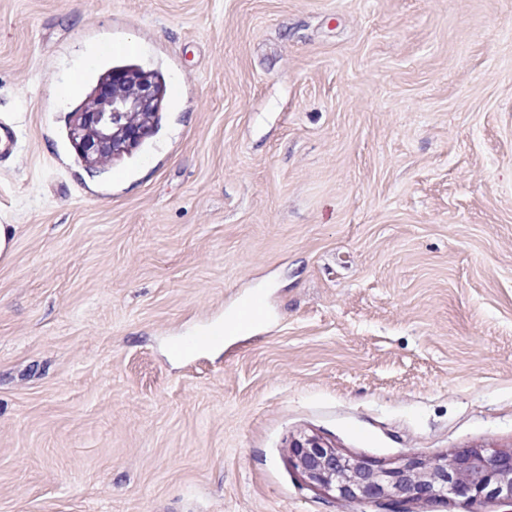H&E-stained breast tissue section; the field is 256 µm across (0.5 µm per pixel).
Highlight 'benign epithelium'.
<instances>
[{
    "mask_svg": "<svg viewBox=\"0 0 512 512\" xmlns=\"http://www.w3.org/2000/svg\"><path fill=\"white\" fill-rule=\"evenodd\" d=\"M165 86L135 66L113 67L99 77L85 101L71 113L68 138L86 165L119 157L151 137ZM288 461L306 483L350 503L463 497L512 506V447L486 453L462 448L432 460L415 454L386 467L345 456L316 435L301 434L288 444Z\"/></svg>",
    "mask_w": 512,
    "mask_h": 512,
    "instance_id": "obj_1",
    "label": "benign epithelium"
}]
</instances>
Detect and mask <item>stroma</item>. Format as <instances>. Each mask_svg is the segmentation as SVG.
<instances>
[{
	"label": "stroma",
	"mask_w": 512,
	"mask_h": 512,
	"mask_svg": "<svg viewBox=\"0 0 512 512\" xmlns=\"http://www.w3.org/2000/svg\"><path fill=\"white\" fill-rule=\"evenodd\" d=\"M130 64L156 132L89 171L60 90ZM0 125V512H336L292 436L512 444V0H0ZM267 312V298L262 293H255L249 299L246 307H234L224 314V320L214 324L208 331L206 339L224 340L231 333L243 331L253 327L258 321L265 318Z\"/></svg>",
	"instance_id": "35a3bbf8"
}]
</instances>
